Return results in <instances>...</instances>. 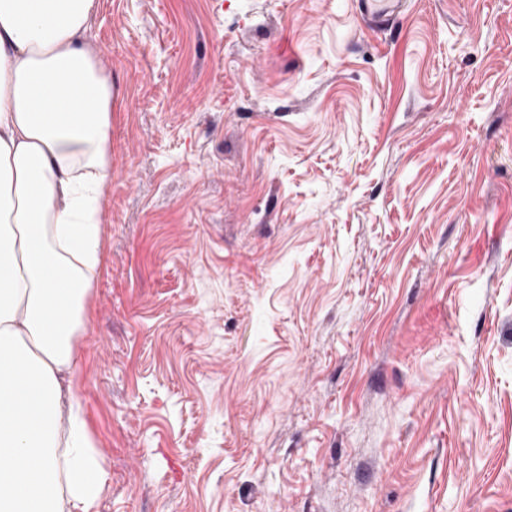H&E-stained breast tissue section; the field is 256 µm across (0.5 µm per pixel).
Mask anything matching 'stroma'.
<instances>
[{
	"label": "stroma",
	"mask_w": 512,
	"mask_h": 512,
	"mask_svg": "<svg viewBox=\"0 0 512 512\" xmlns=\"http://www.w3.org/2000/svg\"><path fill=\"white\" fill-rule=\"evenodd\" d=\"M95 512H512V0H98ZM356 2L371 26L392 22L403 8L401 0H358Z\"/></svg>",
	"instance_id": "obj_1"
}]
</instances>
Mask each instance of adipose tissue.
<instances>
[{
    "label": "adipose tissue",
    "mask_w": 512,
    "mask_h": 512,
    "mask_svg": "<svg viewBox=\"0 0 512 512\" xmlns=\"http://www.w3.org/2000/svg\"><path fill=\"white\" fill-rule=\"evenodd\" d=\"M97 0H0V512H93L106 483L64 389L101 262L112 78Z\"/></svg>",
    "instance_id": "ef3b65f1"
}]
</instances>
